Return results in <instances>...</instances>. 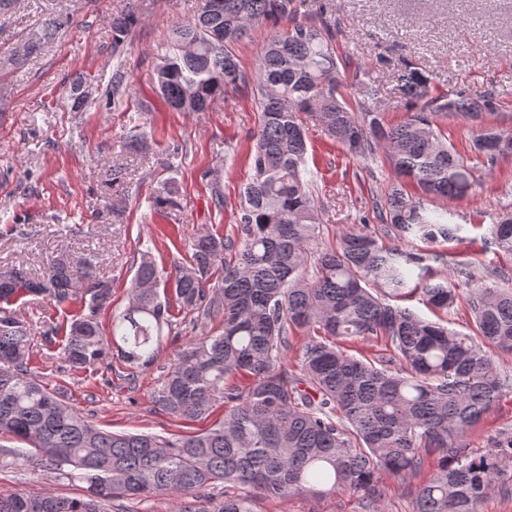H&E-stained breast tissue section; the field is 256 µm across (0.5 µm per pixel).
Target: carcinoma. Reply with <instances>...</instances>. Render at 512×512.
<instances>
[{"instance_id": "carcinoma-1", "label": "carcinoma", "mask_w": 512, "mask_h": 512, "mask_svg": "<svg viewBox=\"0 0 512 512\" xmlns=\"http://www.w3.org/2000/svg\"><path fill=\"white\" fill-rule=\"evenodd\" d=\"M305 0H197L190 19L169 27L157 51V87L175 112H204L226 86L248 88L259 122L240 193L237 233H204L191 244L189 264L170 275L150 251L132 259L126 309L103 332L100 314L112 307V284L88 257L62 256L37 273L20 264L0 272V463L46 471L82 484L79 497L22 492L0 497V512H125L122 500L166 496L170 512H257L256 496L288 500L349 493L368 512H385L384 480L419 473L438 456L414 496L413 512H479L488 491L512 496V428L483 448L469 432L504 395L512 377L493 354H512V278L479 282L475 268L458 270L464 287L431 278L432 245L460 239L448 211L428 196L462 199L476 169L448 139L442 120L497 110L490 96L434 93L420 68L396 76L407 103L390 124L382 87L336 54L332 5L301 18ZM140 21L112 19L118 56ZM266 21L286 26L268 39L250 70L230 50ZM57 18L25 41L22 61L56 39ZM74 111L89 99L87 82L72 79ZM357 159L383 153L402 188L372 196V217L343 231L336 246L318 247L320 218L312 193L304 116ZM471 152L487 171L512 159V132L482 130ZM156 210L178 207L173 182L155 192ZM490 243L512 255V211L493 219ZM414 243L410 249L393 240ZM80 308L64 322H44L45 345L61 340L65 365L81 371L112 348L132 369L157 362L176 313L193 324L220 318L216 334L201 332L166 367L152 401L179 419L197 420L224 407L205 430L174 437L111 432L92 424L32 373V325L11 309L25 297ZM418 299L432 313L465 308L470 335L426 319L405 303ZM306 333L299 371L283 352L289 334ZM383 341L386 353L356 356L347 341Z\"/></svg>"}]
</instances>
